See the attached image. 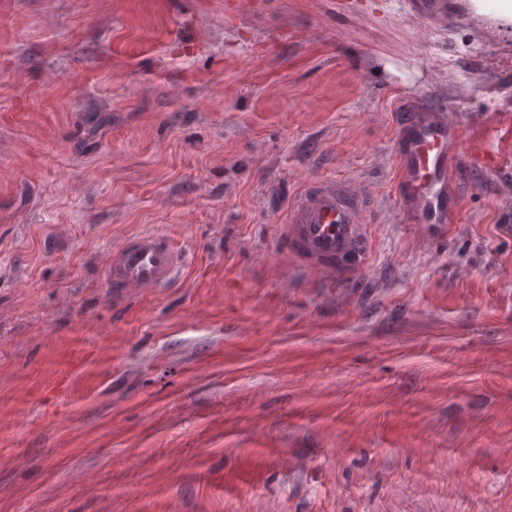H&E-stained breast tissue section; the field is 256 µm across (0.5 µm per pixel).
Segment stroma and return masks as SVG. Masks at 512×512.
Masks as SVG:
<instances>
[{
	"instance_id": "obj_1",
	"label": "stroma",
	"mask_w": 512,
	"mask_h": 512,
	"mask_svg": "<svg viewBox=\"0 0 512 512\" xmlns=\"http://www.w3.org/2000/svg\"><path fill=\"white\" fill-rule=\"evenodd\" d=\"M409 2L0 0V512H512V23ZM307 176L374 203L345 282L280 247ZM138 233L176 281L113 296ZM411 7L415 15L430 22L448 18L447 0H413ZM456 139L455 126L445 118L403 114L397 182L403 213L448 224V160Z\"/></svg>"
}]
</instances>
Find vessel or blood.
Instances as JSON below:
<instances>
[{"mask_svg": "<svg viewBox=\"0 0 512 512\" xmlns=\"http://www.w3.org/2000/svg\"><path fill=\"white\" fill-rule=\"evenodd\" d=\"M418 17L431 22L448 16V0H413ZM457 139L455 126L408 112L402 117L397 192L403 213L448 221L449 150ZM283 250L299 264L343 282L364 270L371 256L368 233L371 200L344 183L330 179L305 181L288 205ZM179 266V254L161 236L141 233L112 252L104 281L113 294L132 287L169 285Z\"/></svg>", "mask_w": 512, "mask_h": 512, "instance_id": "1", "label": "vessel or blood"}]
</instances>
